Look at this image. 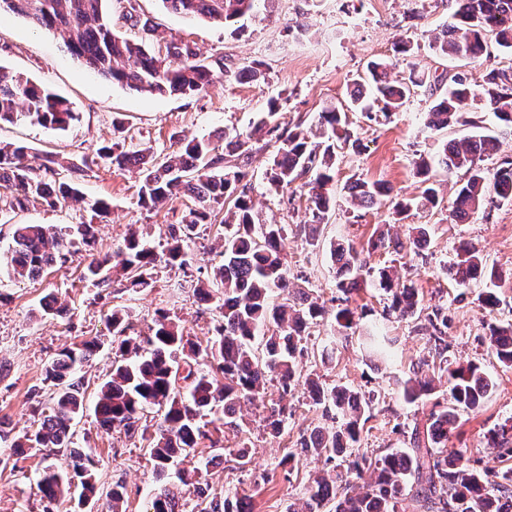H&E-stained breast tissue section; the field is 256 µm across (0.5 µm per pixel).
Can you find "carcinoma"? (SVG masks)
Returning a JSON list of instances; mask_svg holds the SVG:
<instances>
[{
  "mask_svg": "<svg viewBox=\"0 0 512 512\" xmlns=\"http://www.w3.org/2000/svg\"><path fill=\"white\" fill-rule=\"evenodd\" d=\"M103 0H0L6 9L50 31L67 49L101 77L141 94L184 95L202 93L215 79L214 70L200 59L196 48L182 37L154 40L155 27L138 13L133 0H117L121 19L138 31L134 39L112 31V17L101 10ZM167 9L186 17H205L226 28L251 14L257 0H161ZM512 53V0H455L453 22L434 35L432 48L441 56L478 60L491 55V48ZM390 61L368 66V85L358 84L349 93L350 108L367 115L373 111L397 112L424 77L413 73L408 79L393 80ZM433 97L426 113V125L440 131L461 123L469 101L477 98L486 112L493 113L504 128L512 129V68L492 69L479 91H474L462 73L450 77L443 92L429 89ZM23 107L30 121L64 130L76 120L66 100L29 80L0 71V121H10ZM277 106L272 102L246 134L224 136V144L212 138L191 139L174 155L157 158L140 149H123L119 144L98 149L96 158H82L77 165L48 154L34 167L27 163V148L0 146V216L39 203L50 208L66 206L79 196L76 181L95 159L109 162L121 171H135L140 178L139 202L153 208L167 200H189L178 224L167 225L166 248L158 253L140 234L130 231L111 255L91 261L83 278L97 287L112 282V271H122L126 288L138 294L154 287L160 269L176 267L187 277L193 257L187 240L200 224L216 222V207L233 203L234 211L221 220L224 243L212 277L197 278L194 293L202 301L215 302L218 318L213 336L206 342L184 335L178 324L164 312H157L153 326L137 331L127 314L113 310L112 374L99 385L94 415L98 424L125 437H145L139 422L154 410L161 414L149 455L157 472L163 474L174 463L189 459L199 443L209 438L203 412L222 407L224 426L241 430L239 411L243 404L266 397V386L277 383L278 399L270 400L265 427L276 435L288 422L284 400L301 384L307 386L312 403L333 413L336 426H316L300 438L299 448L288 455L292 472L308 459L326 464L340 457L345 471L333 466L334 475L318 474L305 488L303 497L288 506V512H398V504L409 498L423 512H512V465L491 473L470 463L461 449L448 450V440L457 429L458 411L477 412L496 391L497 382L477 363H448L444 328L448 317L436 312L429 318L432 359L413 365L412 377L402 382L405 401H432L423 428H414L409 447L391 449L374 458L355 453L364 425L372 418L373 397L334 384L327 386L311 377L301 378L297 356L309 329L323 316L324 307L289 278L288 262L279 245L284 227L259 224L253 212L250 187L244 182L243 162L251 158L259 141L274 143L276 151L267 171L276 190L288 188L296 179L310 176L309 209L311 233H316L325 216L335 208L336 141L341 139L342 112L334 107L318 115L316 140L297 128H280L273 123ZM498 147V138L478 133L443 145L438 164L449 172H461L451 214L465 223L477 214L489 197L512 200V160L489 176L480 166L482 158ZM422 178V203L432 208L441 204L439 186L430 177V164L416 162ZM350 201L372 207L390 196L391 189L378 181L355 180L343 187ZM96 225H77L81 243L91 249L96 242ZM8 261L13 280H35L46 269L72 261V242L46 224H17ZM336 265V287L341 307L335 314L339 333H356L359 320L349 308L352 295L366 282L362 251L347 239L330 242ZM449 278L459 288L478 279L490 283L502 279V272L487 266L481 251L462 242ZM379 286L391 297L389 314L397 319L412 318L421 310L422 299L410 280L398 282L389 269L378 271ZM287 293L284 302L270 301L273 289ZM488 342L502 368L512 369V324L493 326ZM103 348L97 339L63 349L46 368L43 383L51 396L49 412H39L34 427L13 441L12 447L40 448L46 456L64 455L69 470L52 466L39 473L36 485L50 507L80 489L77 506L82 507L99 494L96 463L82 448L74 446L73 426L86 409L83 366ZM210 359V369L200 368V359ZM448 383V396L438 392ZM490 440L501 457L512 462V420L490 431ZM200 468L182 469L179 484L163 487L152 501L153 512H180L183 488L191 487L200 512H252L250 503L219 498L201 486ZM124 487L112 485L106 493V512H120Z\"/></svg>",
  "mask_w": 512,
  "mask_h": 512,
  "instance_id": "cac0c4a2",
  "label": "carcinoma"
}]
</instances>
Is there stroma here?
<instances>
[{
  "label": "stroma",
  "mask_w": 512,
  "mask_h": 512,
  "mask_svg": "<svg viewBox=\"0 0 512 512\" xmlns=\"http://www.w3.org/2000/svg\"><path fill=\"white\" fill-rule=\"evenodd\" d=\"M137 7L141 15L153 20L158 36L188 39L209 63L221 59L232 67L257 66L261 80L244 84L233 76L220 75L198 95L139 94L90 71L49 31L1 12L0 69L65 98L78 118L62 131L34 124L20 115L0 123V141L27 146L29 162L34 166L48 153L61 154L78 164L83 157L95 156L101 146L122 141L117 131L122 124L129 127L136 148L162 156L177 152L182 142L192 138L250 131L273 98L279 102L275 120L281 126L299 122L314 125L324 107L346 106L348 89L365 76L373 60H392L393 73L398 77L416 71L430 82L462 68L475 86L482 84L490 69L512 66V55L497 51L491 57L464 64L435 53L432 36L451 23L453 0H260L254 15L237 30L187 19L164 8L161 0H137ZM401 40L411 45L410 55L395 54L394 45ZM430 105L428 91L419 88L390 117L371 120L360 112L347 113L345 129L350 142L337 152L336 186L341 188L356 179L380 181L391 187L393 200L358 207L339 191L336 207L315 240H307L304 233L311 214L303 180L293 183L289 197L268 183L271 148L253 155L245 168L246 180L260 222L286 228L282 246L292 281L317 297L326 310L303 342L304 355L299 360L303 374L374 397L372 417L358 443L360 452L374 455L388 448L406 447L412 427L423 424L430 409L426 403L404 401L399 393L413 364L428 357L429 344L426 333L418 327L419 319L387 322L382 317L387 295L378 287L374 274L393 266L423 294L419 318L438 309L447 315L444 340L449 362L472 361L495 377V393L480 411L461 412L460 425L449 445L466 449L480 468L497 472L505 464L487 435L494 425L512 419V369L500 366L487 336L490 327L512 323V202L493 198L467 223L451 220L449 202L456 178L437 167L435 161L444 141L470 136L473 129L468 125L440 132L426 128L423 116ZM422 156L433 162L431 174L445 189L444 203L430 210L420 206L422 184L414 168ZM78 188L81 201L67 208L31 205L8 213L6 225L0 226L1 256L11 242L12 225L50 224L66 230L88 220V201L100 198L110 205L108 217L99 225L95 250H79L66 267L51 269L34 281L17 282L10 280L6 266L0 265V417L8 419L18 435L30 427L34 407L49 406V393L42 385L44 369L62 349L100 339L105 346L91 357L83 374L94 388L111 372L112 332L106 315L112 306L124 305L142 331L156 311H164L186 334L201 341L210 336L216 315L196 298L177 268L161 270L154 288L135 295L117 279L108 288L83 281L84 266L93 256L116 250L129 229L143 232L155 248H162L167 225L180 222L185 205L170 200L152 210L143 208L138 201L137 174L117 170L103 161L80 178ZM396 200L407 203L403 214L395 213L392 203ZM419 224L429 228L427 246L404 255L390 248L370 254L366 284L349 302L364 322H387L399 336L394 357L371 364L354 337L339 340L332 355H324V341L334 332L339 295L330 241L343 237L361 246L384 231L405 241L411 227ZM462 242L475 245L488 265L504 274L496 289L501 303L495 310H485L478 302L485 282L479 280L461 289L448 276ZM50 293L66 312L38 318L40 302ZM288 403L292 415L277 436L264 427L262 402L244 406V426L237 433L225 428L221 412L208 413L211 440L202 443L197 453L214 457L215 462L201 473L202 486L247 499L254 512H287L309 479L326 466L320 461L308 462L288 475L281 459L295 450L307 429L335 425L322 407L312 404L304 387H297ZM74 440L77 447L90 450L101 487L116 482L124 485L122 512H149L152 495L164 484L177 481L172 470L159 477L144 441L129 440L102 428L92 410H85L77 419ZM242 441L252 454L251 463L243 468L235 459ZM42 462L43 454L37 449L18 454L9 443L0 441V512H45L46 502L36 487Z\"/></svg>",
  "instance_id": "stroma-1"
}]
</instances>
